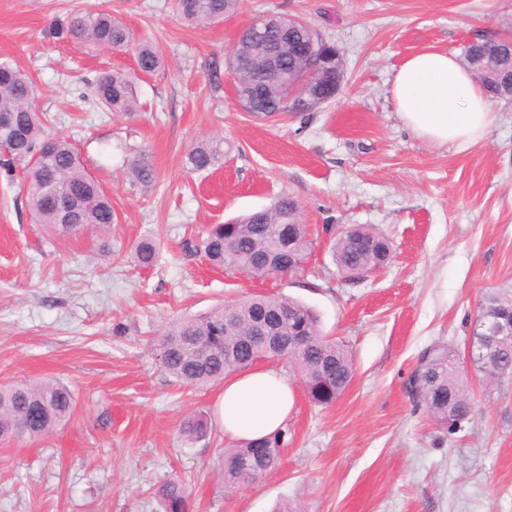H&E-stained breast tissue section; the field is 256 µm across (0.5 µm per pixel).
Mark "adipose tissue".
Wrapping results in <instances>:
<instances>
[{
  "label": "adipose tissue",
  "mask_w": 512,
  "mask_h": 512,
  "mask_svg": "<svg viewBox=\"0 0 512 512\" xmlns=\"http://www.w3.org/2000/svg\"><path fill=\"white\" fill-rule=\"evenodd\" d=\"M391 92L404 124L435 144L469 147L497 120L474 75L445 51L407 57ZM294 406V390L283 375L261 367L225 378L215 415L225 437L245 442L282 430Z\"/></svg>",
  "instance_id": "1"
}]
</instances>
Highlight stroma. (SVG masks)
I'll return each instance as SVG.
<instances>
[{"mask_svg": "<svg viewBox=\"0 0 512 512\" xmlns=\"http://www.w3.org/2000/svg\"><path fill=\"white\" fill-rule=\"evenodd\" d=\"M108 12L136 36L97 50L62 31L74 10ZM276 14L306 21L344 58L336 95L309 112L258 119L242 107L226 60L241 31ZM512 31V0H240L236 13L191 24L170 0H0V63L31 74L36 107L73 135L119 222L62 237L33 223L26 187L0 174V384L57 379L75 399L63 427L0 445V512H161L171 477L192 490L190 512H512V381L469 367L485 294L512 289V102L478 144L436 145L407 128L391 86L415 53L461 55L471 39ZM163 63L136 81L135 117L84 102L105 69L136 70L137 40ZM221 142L224 158L195 171L188 152ZM148 154L155 180L136 183ZM287 194L314 241L308 263L282 278L211 268L183 244L208 224ZM369 224L392 248L387 267L341 276L326 226ZM154 240V266L134 264ZM252 294L312 307L324 334L354 361L333 405L312 403L285 369L296 404L280 464L227 489L231 440L219 424L183 436L188 417L213 416L221 385H180L157 349L165 326ZM434 345L466 365L476 406L448 433L409 394L419 355Z\"/></svg>", "mask_w": 512, "mask_h": 512, "instance_id": "stroma-1", "label": "stroma"}]
</instances>
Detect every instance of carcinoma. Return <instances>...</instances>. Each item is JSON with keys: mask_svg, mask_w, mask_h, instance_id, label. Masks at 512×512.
I'll return each mask as SVG.
<instances>
[{"mask_svg": "<svg viewBox=\"0 0 512 512\" xmlns=\"http://www.w3.org/2000/svg\"><path fill=\"white\" fill-rule=\"evenodd\" d=\"M239 0H173L174 10L187 21H219L238 6ZM66 35L93 47L118 49L133 39L132 31L108 13L76 11L70 14ZM321 34L308 24L297 21L288 29L290 39H309ZM276 40L273 30L265 38L240 40L229 63L237 65L239 78L256 89L270 88L279 76L269 71L266 50ZM509 46L500 40L478 37L463 50L464 60L474 70L483 63L493 64L497 76L479 78L494 99L503 98L512 85V58L503 55ZM138 68L143 74L154 73L161 57L148 41L139 44ZM83 98L114 115L133 117L139 107L133 77L123 71H106L87 84ZM36 86L23 70L0 63V113L16 118L12 127H0V144L10 151L0 154V170L11 177L21 167L29 209L34 223L44 224L59 234H72L88 226L109 228L118 217L103 186L88 172L77 149L68 137L46 134L49 118L37 111ZM317 107L307 91L286 99L280 112H310ZM224 157L222 144L203 142L188 155L194 170H207ZM132 171L139 184L147 186L155 179L154 168L145 154L132 161ZM77 199L83 216L80 224H63L57 209L45 199L51 180ZM296 201L280 197L272 206L252 212L230 224H211L205 236L191 246L194 252L215 266L240 271L258 278L283 276L298 272L312 253V241L301 224H288L286 217L297 216ZM387 238L370 225H353L332 238L331 252L339 272L355 280L385 265L389 255ZM158 248L154 241L139 242L133 253L134 263L149 267L156 262ZM480 313H491L512 329V292L487 295ZM286 315L289 322L281 327L278 352L264 350L253 336V321L259 316ZM161 360L176 381L194 387L219 384L224 377L260 362L293 366L316 404L328 407L349 387L354 369L345 345L321 333L318 314L299 300L283 295L258 294L244 300H232L206 313L178 319L167 325L160 339ZM498 367L488 365L486 350L474 342L470 361L477 371L489 372L498 379L512 380V339L496 345ZM418 405L440 425L454 433L469 419L474 406L468 381L455 352L434 345L420 356L411 378ZM72 392L56 380L17 381L0 384V443L43 438L65 425L73 416ZM203 416L183 422L182 431L200 438L208 432ZM285 433L242 443L224 449V485L236 488L250 484L274 468L281 457ZM163 512H189V489L175 476L157 491Z\"/></svg>", "mask_w": 512, "mask_h": 512, "instance_id": "cac0c4a2", "label": "carcinoma"}]
</instances>
